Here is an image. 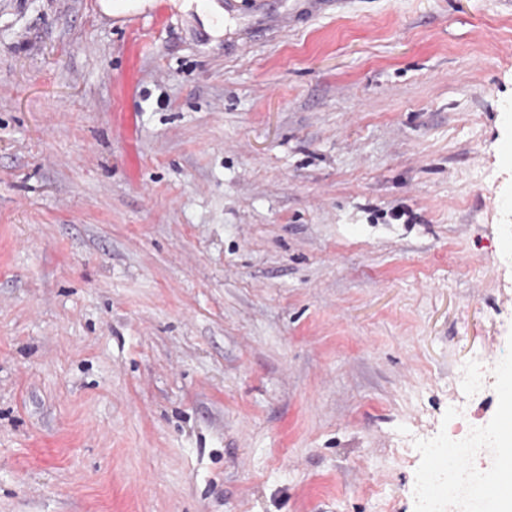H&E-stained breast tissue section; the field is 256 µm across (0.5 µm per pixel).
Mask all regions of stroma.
Listing matches in <instances>:
<instances>
[{"label":"stroma","instance_id":"35a3bbf8","mask_svg":"<svg viewBox=\"0 0 512 512\" xmlns=\"http://www.w3.org/2000/svg\"><path fill=\"white\" fill-rule=\"evenodd\" d=\"M0 0V512H414L512 339V0Z\"/></svg>","mask_w":512,"mask_h":512}]
</instances>
